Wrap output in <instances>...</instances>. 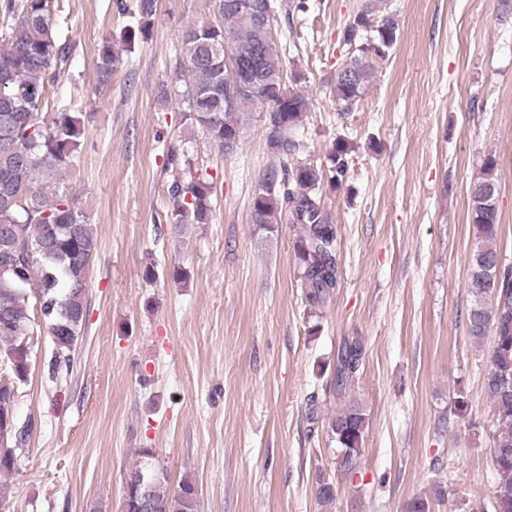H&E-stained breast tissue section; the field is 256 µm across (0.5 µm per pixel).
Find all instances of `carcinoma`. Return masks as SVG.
<instances>
[{
    "mask_svg": "<svg viewBox=\"0 0 512 512\" xmlns=\"http://www.w3.org/2000/svg\"><path fill=\"white\" fill-rule=\"evenodd\" d=\"M213 15L186 26L179 40L175 69L181 84L163 94L184 106L181 122L200 129L209 146L223 155L241 148L254 112H266L268 146L274 161L266 169L251 200L250 218L259 230L275 231L288 218L300 226L294 244L301 271L305 304L322 310L340 281L337 230L323 204V187L340 186L348 173L349 146L339 138L332 144L324 170L298 160L303 149L296 131L311 110L309 96L285 80V57L298 48L294 30L279 39L272 0H213ZM157 0H135L125 42L151 36ZM399 38L397 11L392 0H361L342 29L349 56L336 68L331 93L337 111L349 112L362 98L374 74V62L385 59ZM229 47L237 68L224 66ZM122 64L108 40L97 49L99 88H107ZM72 65L69 40L52 21V0H0V264L14 266L0 275V342L5 347L11 376L0 379V430L13 436L0 442V478L18 470L17 450L27 447L32 428L17 422L13 412L17 384L27 381L32 341L50 337L55 356L49 371L70 368L62 358L78 346L88 311V269L98 250L95 225L66 185L76 165L85 134V113L77 103L49 108V88L66 81ZM168 194L171 209L166 223L175 232L188 224H206L212 213L211 186L197 177L198 157L184 146L167 148ZM499 163L484 156L470 184L472 223L477 244L469 261L470 306L464 315L475 343L490 341V361L481 374L482 387L493 410L494 501L492 512H512V266L498 275L500 231ZM363 365V346L345 339L324 392L344 407L331 416L327 437L336 444V469L356 468L368 427L361 405L351 397L352 382ZM140 460L123 486L122 512H200L198 489L182 479L170 484L167 469L153 463L150 448L138 451ZM315 498L322 512H332L336 485L329 474L315 476Z\"/></svg>",
    "mask_w": 512,
    "mask_h": 512,
    "instance_id": "1",
    "label": "carcinoma"
}]
</instances>
